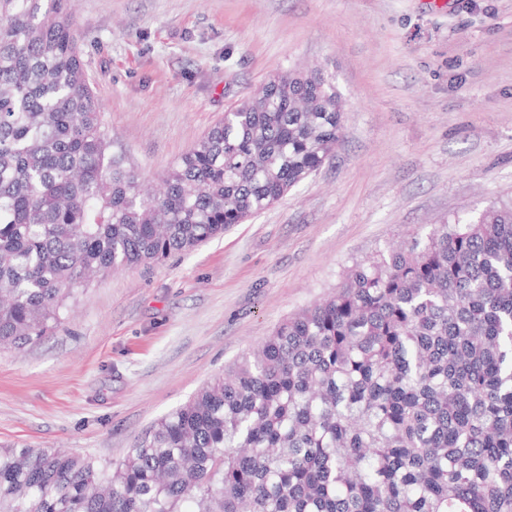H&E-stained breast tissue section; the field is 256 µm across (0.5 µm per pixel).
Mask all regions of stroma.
<instances>
[{"label":"stroma","instance_id":"1","mask_svg":"<svg viewBox=\"0 0 512 512\" xmlns=\"http://www.w3.org/2000/svg\"><path fill=\"white\" fill-rule=\"evenodd\" d=\"M115 150L145 185L283 71L343 104L331 159L257 217L93 282L0 348V446L121 461L360 261L512 201V0H67Z\"/></svg>","mask_w":512,"mask_h":512}]
</instances>
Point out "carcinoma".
<instances>
[{
    "label": "carcinoma",
    "instance_id": "obj_1",
    "mask_svg": "<svg viewBox=\"0 0 512 512\" xmlns=\"http://www.w3.org/2000/svg\"><path fill=\"white\" fill-rule=\"evenodd\" d=\"M341 98L289 70L153 193L112 152L63 0H0V345L242 224L330 160ZM0 512H512V202L356 264L107 474L0 448Z\"/></svg>",
    "mask_w": 512,
    "mask_h": 512
}]
</instances>
